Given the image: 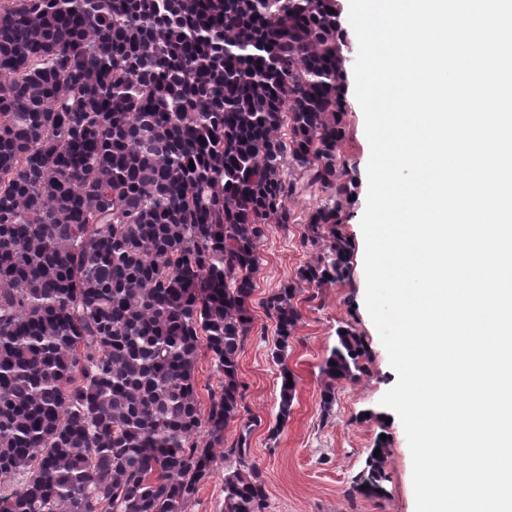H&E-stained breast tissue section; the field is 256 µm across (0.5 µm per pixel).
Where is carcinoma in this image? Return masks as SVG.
<instances>
[{
	"instance_id": "carcinoma-1",
	"label": "carcinoma",
	"mask_w": 512,
	"mask_h": 512,
	"mask_svg": "<svg viewBox=\"0 0 512 512\" xmlns=\"http://www.w3.org/2000/svg\"><path fill=\"white\" fill-rule=\"evenodd\" d=\"M331 7L0 4V512H184L240 413L247 301L265 225L290 218L294 170L336 202L307 224L322 252L267 301L277 363L297 289L345 278L348 240L323 235L347 194ZM337 336L327 404L363 355L351 330ZM204 349L224 376L205 416ZM376 447L366 496L382 493L387 442ZM267 499L256 465L224 476V512H266Z\"/></svg>"
}]
</instances>
